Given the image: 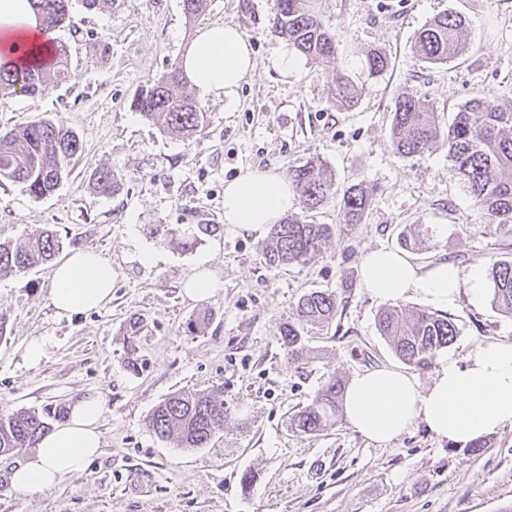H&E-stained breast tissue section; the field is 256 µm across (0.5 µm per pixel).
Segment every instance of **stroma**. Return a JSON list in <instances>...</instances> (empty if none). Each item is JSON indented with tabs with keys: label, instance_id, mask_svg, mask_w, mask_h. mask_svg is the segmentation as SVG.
Masks as SVG:
<instances>
[{
	"label": "stroma",
	"instance_id": "obj_1",
	"mask_svg": "<svg viewBox=\"0 0 512 512\" xmlns=\"http://www.w3.org/2000/svg\"><path fill=\"white\" fill-rule=\"evenodd\" d=\"M320 15L345 47L335 64L306 60L299 76L282 79L267 57L282 43L271 25L275 0H209L189 20L182 0H101L93 9L73 0V25L58 29L69 78L45 92L0 99V133L37 119L76 130L83 144L70 176L50 196L0 183V242L45 229L60 257L90 249L111 263L112 299L99 310L58 317L50 303V266L0 273V414L43 411L89 390L100 392L103 448L78 476L33 491L14 489L13 469L25 453L0 456V512H512V426L483 437L480 448L439 439L422 423L376 445L346 418L316 434L292 430L288 418L308 405L333 376L350 381L381 367L403 369L377 327L386 301L361 285L370 251L399 249L408 224H425L418 265L440 259L462 277L486 271L491 257L512 256V238L489 224L462 184L448 176V149L414 158L390 144L395 102L428 100L450 123L470 98L489 97L512 109V0H317ZM466 20L468 49L444 64L419 61L417 33L435 16ZM237 25L252 44L256 69L245 77L234 108L200 97L208 124L192 140L165 133L131 101L143 86L180 62L198 30ZM373 48L388 68L357 71L355 107L334 104L335 70L350 68ZM320 162L337 186L362 183L376 193L364 223L338 222L337 201L310 212L333 224L335 236L305 264L274 269L262 255L269 229L224 221V185L248 168L290 176ZM107 168L119 191L94 190ZM165 224L160 242L150 225ZM214 225L205 234L201 225ZM153 264H144L143 254ZM206 263L220 286L204 300L183 285ZM329 291L336 319L304 329L306 357L288 363L280 325L293 319L301 296ZM211 310L208 325L196 316ZM447 315L459 329L443 357L463 360L480 346L512 342V318L490 299L461 294ZM146 326L126 366L125 321ZM42 341L31 365L26 345ZM214 391L228 409L223 434L204 448H179L146 427L155 405L176 392ZM254 477L243 489L244 474Z\"/></svg>",
	"mask_w": 512,
	"mask_h": 512
}]
</instances>
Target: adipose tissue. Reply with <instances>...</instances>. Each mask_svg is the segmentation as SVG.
<instances>
[{
	"label": "adipose tissue",
	"instance_id": "1",
	"mask_svg": "<svg viewBox=\"0 0 512 512\" xmlns=\"http://www.w3.org/2000/svg\"><path fill=\"white\" fill-rule=\"evenodd\" d=\"M56 38V32L43 25L32 0H0V50L12 62L29 64L48 56ZM180 65L193 87L231 105L256 60L238 26L216 24L198 32ZM296 204L292 184L268 170H245L224 187L225 223L247 229L277 223ZM360 274L363 287L384 301L414 295L433 308L445 309L461 292H468L476 303L486 295L479 273L465 280L445 262L424 270L390 249L366 254ZM111 298L112 266L92 250L74 251L54 267L49 299L58 316L85 313ZM101 414L98 394L89 392L72 400L66 420L42 437L13 470L12 486L40 490L83 472L101 452ZM344 414L355 431L379 445L390 443L416 422L437 438L468 444L512 425V342L484 345L461 364L441 362L424 389L413 377L394 369L359 374L346 388Z\"/></svg>",
	"mask_w": 512,
	"mask_h": 512
}]
</instances>
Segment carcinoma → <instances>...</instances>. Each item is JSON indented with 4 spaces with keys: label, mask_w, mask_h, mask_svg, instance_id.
Returning <instances> with one entry per match:
<instances>
[{
    "label": "carcinoma",
    "mask_w": 512,
    "mask_h": 512,
    "mask_svg": "<svg viewBox=\"0 0 512 512\" xmlns=\"http://www.w3.org/2000/svg\"><path fill=\"white\" fill-rule=\"evenodd\" d=\"M71 0H35L43 24L54 29L70 20ZM316 0H276L271 19L272 28L288 38L296 51L314 60H336L340 41L323 25ZM190 20L198 19L208 0H182ZM464 20L444 13L417 35L414 53L428 64L446 63L462 56L466 44L462 40ZM389 65L385 53H367L365 67L376 75ZM69 75L66 51L55 47L54 55L43 64L22 66L9 61L0 63V99L17 92L34 95L45 91L53 81ZM357 90L349 73L336 69V105L349 108ZM132 106L162 130L188 140L208 123V113L196 101L179 65L141 89ZM393 149L402 157L422 156L437 144L448 147V175L460 181L476 204L488 215L499 231L512 236V111H505L485 97H474L454 113L452 122L442 125L429 101L404 96L395 103L390 126ZM79 135L71 128L50 120H35L25 126L0 134V180L20 183L35 197H45L69 177L80 152ZM93 181L104 193H115L120 182L107 168L95 172ZM292 185L299 205L307 213L315 211L331 199L340 197L339 223L355 226L364 222L375 189L360 183L343 191L335 188L332 174L313 161L294 167ZM428 227L409 224L399 233V243L419 249L426 241ZM336 234L334 224H314L297 215H288L271 225L262 254L272 268L285 267L312 259ZM60 244L50 229L25 239L0 243V271L24 270L53 259ZM492 284L491 303L504 315L512 317V257L492 258L487 268ZM336 295L311 291L297 305L294 321L281 324L280 346L289 362L302 357L304 326L325 327L335 318ZM145 320L130 317L124 325L127 344L135 348L144 331ZM382 336L401 361L409 366L425 368L436 355L453 344L457 326L449 318L419 309L406 313L389 308L378 316ZM345 386L333 377L318 390L307 406L289 417V426L305 434L318 433L343 415ZM228 408L224 400L209 392L175 393L157 404L147 417V428L157 437L173 440L179 448H204L215 434L224 430ZM64 408L41 416L36 412L18 411L0 416V456L14 455L25 448L37 447L50 429L48 418H60Z\"/></svg>",
    "instance_id": "1"
}]
</instances>
